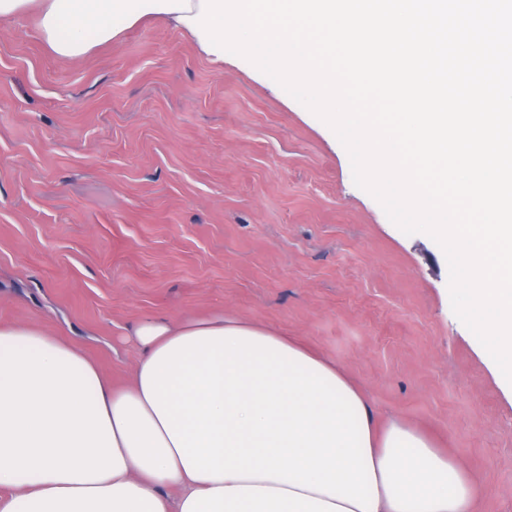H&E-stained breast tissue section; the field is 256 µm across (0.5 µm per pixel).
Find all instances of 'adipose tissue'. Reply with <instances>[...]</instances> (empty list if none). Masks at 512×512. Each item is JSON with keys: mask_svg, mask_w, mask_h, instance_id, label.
I'll use <instances>...</instances> for the list:
<instances>
[{"mask_svg": "<svg viewBox=\"0 0 512 512\" xmlns=\"http://www.w3.org/2000/svg\"><path fill=\"white\" fill-rule=\"evenodd\" d=\"M199 0H0L54 55L128 28L184 29ZM132 380L64 337L0 324V512H473L424 434L378 425L336 365L256 322L142 320Z\"/></svg>", "mask_w": 512, "mask_h": 512, "instance_id": "ef3b65f1", "label": "adipose tissue"}]
</instances>
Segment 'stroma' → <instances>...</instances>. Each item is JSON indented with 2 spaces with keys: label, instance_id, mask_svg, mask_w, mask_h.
Here are the masks:
<instances>
[{
  "label": "stroma",
  "instance_id": "obj_1",
  "mask_svg": "<svg viewBox=\"0 0 512 512\" xmlns=\"http://www.w3.org/2000/svg\"><path fill=\"white\" fill-rule=\"evenodd\" d=\"M449 266L353 183L333 131L248 60L137 25L75 63L0 19V323L113 381L147 317L221 310L298 337L512 512V395L453 313Z\"/></svg>",
  "mask_w": 512,
  "mask_h": 512
}]
</instances>
